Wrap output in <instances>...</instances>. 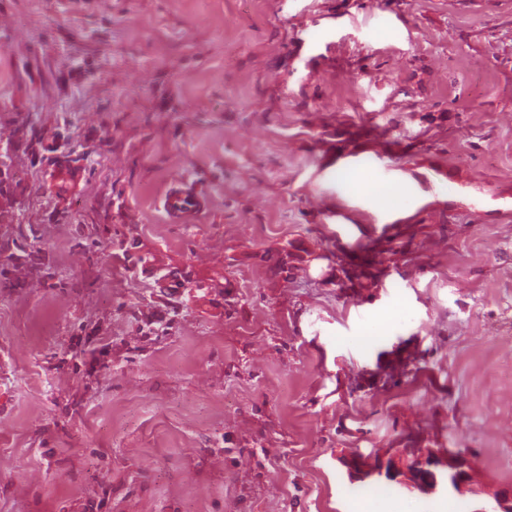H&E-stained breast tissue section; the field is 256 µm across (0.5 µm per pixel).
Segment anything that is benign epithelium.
Here are the masks:
<instances>
[{"label": "benign epithelium", "instance_id": "7a95c632", "mask_svg": "<svg viewBox=\"0 0 512 512\" xmlns=\"http://www.w3.org/2000/svg\"><path fill=\"white\" fill-rule=\"evenodd\" d=\"M407 455L413 458L405 469H388V477L406 489L422 495L434 493L438 486L446 485L448 491L461 497L476 493L477 471L472 458L464 451L443 454L439 451H423L412 448ZM382 475V466L376 463L357 462L351 480L365 482ZM488 498L480 503L475 512H512V488L505 491L487 492Z\"/></svg>", "mask_w": 512, "mask_h": 512}]
</instances>
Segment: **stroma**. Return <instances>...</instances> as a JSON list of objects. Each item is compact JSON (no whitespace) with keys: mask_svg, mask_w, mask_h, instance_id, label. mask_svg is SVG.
Returning a JSON list of instances; mask_svg holds the SVG:
<instances>
[{"mask_svg":"<svg viewBox=\"0 0 512 512\" xmlns=\"http://www.w3.org/2000/svg\"><path fill=\"white\" fill-rule=\"evenodd\" d=\"M508 112L512 0H0V512H358L409 448L512 486ZM377 142L431 204L385 233L317 181ZM204 206V197L193 190L175 189L169 193L165 201L169 217L176 221L187 220Z\"/></svg>","mask_w":512,"mask_h":512,"instance_id":"obj_1","label":"stroma"}]
</instances>
